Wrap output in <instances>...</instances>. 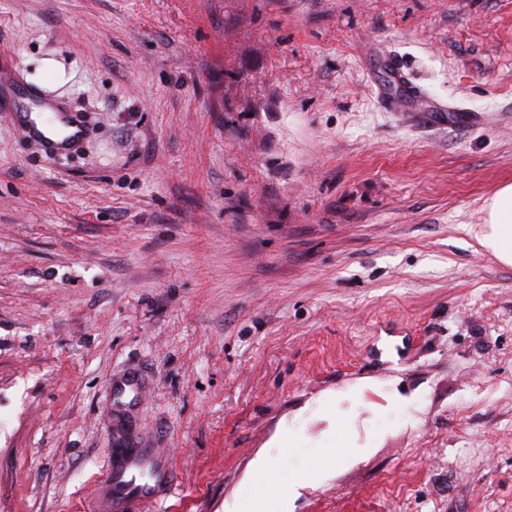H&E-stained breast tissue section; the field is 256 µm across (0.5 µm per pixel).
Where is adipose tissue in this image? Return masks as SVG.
Instances as JSON below:
<instances>
[{"label": "adipose tissue", "mask_w": 512, "mask_h": 512, "mask_svg": "<svg viewBox=\"0 0 512 512\" xmlns=\"http://www.w3.org/2000/svg\"><path fill=\"white\" fill-rule=\"evenodd\" d=\"M485 219L474 225L478 245L500 263L512 265V182L498 187L484 204Z\"/></svg>", "instance_id": "ef3b65f1"}]
</instances>
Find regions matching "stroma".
I'll return each instance as SVG.
<instances>
[{"instance_id":"obj_1","label":"stroma","mask_w":512,"mask_h":512,"mask_svg":"<svg viewBox=\"0 0 512 512\" xmlns=\"http://www.w3.org/2000/svg\"><path fill=\"white\" fill-rule=\"evenodd\" d=\"M1 50L92 132L0 115V512H88L119 444L178 476L147 512L321 468L292 512H512V267L469 231L512 0H0ZM39 77L35 81L41 87L62 86L72 77L67 76L63 66L51 58L40 60L37 67ZM32 95L28 90H20L18 102H14L12 107L0 108V112H4L2 115L7 114L19 123L26 137L40 147L41 153L45 158L54 159L68 154L88 134L89 126L82 121L68 119L64 112H53L59 122L55 121L51 124L46 123L47 119H49L48 111L41 115L34 113L32 118L36 120L39 128L46 133L62 136L66 131L65 128L67 129V134L62 140L55 141L46 137L37 129L35 121L31 118V112H20L21 100Z\"/></svg>"}]
</instances>
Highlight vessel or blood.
Segmentation results:
<instances>
[{
    "mask_svg": "<svg viewBox=\"0 0 512 512\" xmlns=\"http://www.w3.org/2000/svg\"><path fill=\"white\" fill-rule=\"evenodd\" d=\"M5 112L22 127L26 137L34 141L48 159L68 154L88 134L89 127L79 120L57 113L67 133L62 140L46 137L36 127L30 113L19 106L6 107ZM99 490L90 505L91 512H142L145 505L168 497L176 485L174 473L157 472L150 458L121 455L110 461L98 480Z\"/></svg>",
    "mask_w": 512,
    "mask_h": 512,
    "instance_id": "obj_1",
    "label": "vessel or blood"
}]
</instances>
